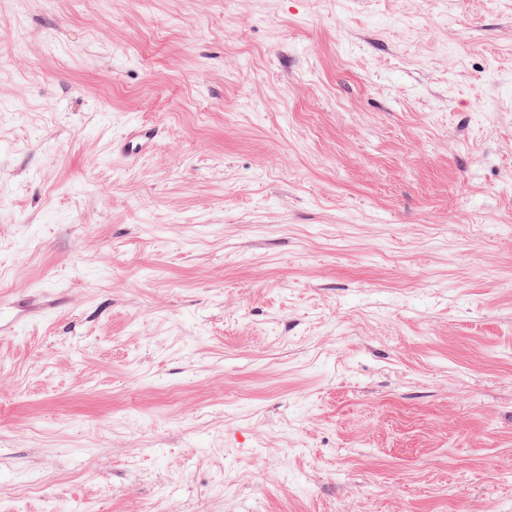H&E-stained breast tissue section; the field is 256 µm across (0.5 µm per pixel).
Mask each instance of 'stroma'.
Masks as SVG:
<instances>
[{"label":"stroma","instance_id":"obj_1","mask_svg":"<svg viewBox=\"0 0 512 512\" xmlns=\"http://www.w3.org/2000/svg\"><path fill=\"white\" fill-rule=\"evenodd\" d=\"M53 501L512 512V0H0V512ZM155 134L153 129L147 126H139L134 134L126 137L120 144L119 151L127 159H133L140 151L148 147Z\"/></svg>","mask_w":512,"mask_h":512}]
</instances>
